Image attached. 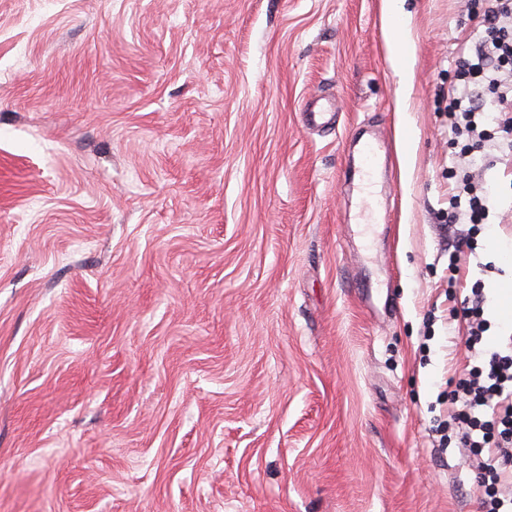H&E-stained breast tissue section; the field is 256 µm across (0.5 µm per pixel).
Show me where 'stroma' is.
<instances>
[{
  "label": "stroma",
  "mask_w": 512,
  "mask_h": 512,
  "mask_svg": "<svg viewBox=\"0 0 512 512\" xmlns=\"http://www.w3.org/2000/svg\"><path fill=\"white\" fill-rule=\"evenodd\" d=\"M480 0H0V512H481L432 430L503 225L439 231ZM339 101L337 127L303 109ZM374 197L347 193L358 128Z\"/></svg>",
  "instance_id": "35a3bbf8"
}]
</instances>
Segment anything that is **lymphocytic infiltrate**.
Here are the masks:
<instances>
[{
	"label": "lymphocytic infiltrate",
	"instance_id": "f902f5d3",
	"mask_svg": "<svg viewBox=\"0 0 512 512\" xmlns=\"http://www.w3.org/2000/svg\"><path fill=\"white\" fill-rule=\"evenodd\" d=\"M482 31L473 45L461 46L458 83L448 92V127L468 149H496L497 163L512 166V0H486ZM497 199L482 177L460 185L450 201L448 220L480 233L491 223ZM484 293L466 310L472 325L467 349L473 364L455 383L454 408L446 426L486 489L484 512H512V337L493 344L484 316Z\"/></svg>",
	"mask_w": 512,
	"mask_h": 512
}]
</instances>
